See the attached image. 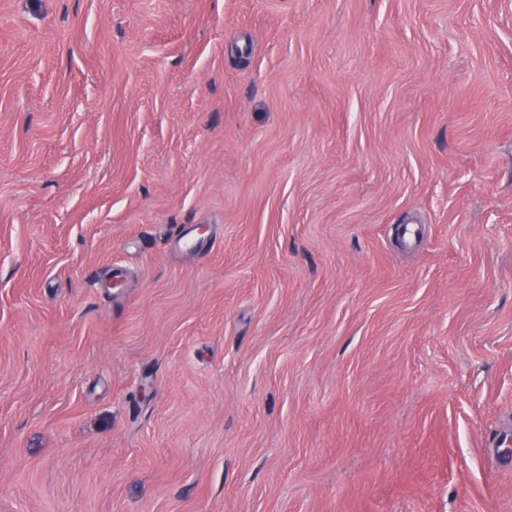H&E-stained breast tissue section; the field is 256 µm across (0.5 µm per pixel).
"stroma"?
Masks as SVG:
<instances>
[{
  "mask_svg": "<svg viewBox=\"0 0 512 512\" xmlns=\"http://www.w3.org/2000/svg\"><path fill=\"white\" fill-rule=\"evenodd\" d=\"M511 444L512 0H0V512H512Z\"/></svg>",
  "mask_w": 512,
  "mask_h": 512,
  "instance_id": "35a3bbf8",
  "label": "stroma"
}]
</instances>
